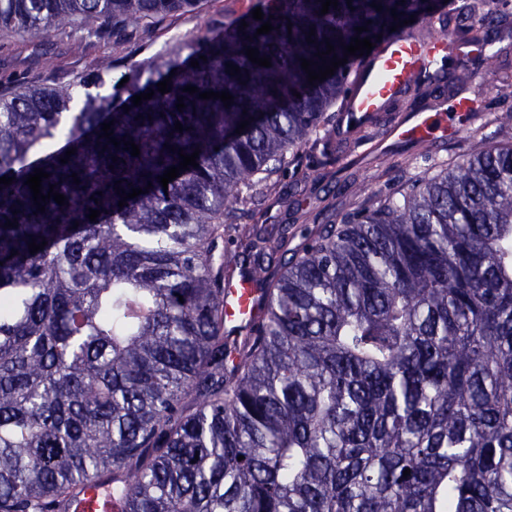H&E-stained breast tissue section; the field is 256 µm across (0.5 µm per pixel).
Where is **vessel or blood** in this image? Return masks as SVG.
<instances>
[{"instance_id": "b4317fda", "label": "vessel or blood", "mask_w": 512, "mask_h": 512, "mask_svg": "<svg viewBox=\"0 0 512 512\" xmlns=\"http://www.w3.org/2000/svg\"><path fill=\"white\" fill-rule=\"evenodd\" d=\"M450 50L443 35L419 40L403 33L379 46L354 75L353 90L344 106L345 124L355 127L375 120L416 80L433 78ZM454 131L450 114L418 113L391 125L387 135L400 142H411ZM255 294L254 285L248 279L228 283L224 292L227 319L250 317Z\"/></svg>"}]
</instances>
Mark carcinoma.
Masks as SVG:
<instances>
[{"label":"carcinoma","mask_w":512,"mask_h":512,"mask_svg":"<svg viewBox=\"0 0 512 512\" xmlns=\"http://www.w3.org/2000/svg\"><path fill=\"white\" fill-rule=\"evenodd\" d=\"M198 2L0 0V26L119 43ZM257 6L263 19L234 18L182 59L126 65L109 96L89 88L120 64L111 56L66 85L0 92V177L13 178L0 187V512H73L92 484L116 512H512V143L474 136L451 167L304 225L294 250L286 224L240 232L237 205L340 126L351 69L369 57L343 46L389 41L436 8ZM511 10L470 0L451 41L486 45ZM327 38L326 60L347 63L310 83L301 59L321 62ZM492 61L487 81L511 101ZM209 90L234 100L199 98ZM111 120L118 146L102 136ZM197 149L198 167L163 188L178 152ZM39 168L41 193L52 184L65 205L37 211L25 182ZM117 181L152 188L120 207ZM33 238L47 245L32 255ZM238 268L259 295L228 327Z\"/></svg>","instance_id":"obj_1"}]
</instances>
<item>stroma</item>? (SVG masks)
Returning <instances> with one entry per match:
<instances>
[{
	"label": "stroma",
	"mask_w": 512,
	"mask_h": 512,
	"mask_svg": "<svg viewBox=\"0 0 512 512\" xmlns=\"http://www.w3.org/2000/svg\"><path fill=\"white\" fill-rule=\"evenodd\" d=\"M257 0H202L189 12H177L146 23L139 37L125 43L99 42L78 35L51 36L45 44L0 30V87L15 89L27 82H67L85 74L98 57L111 55L144 64H157L190 52L196 40L221 31L229 20L252 10ZM440 93L410 89L373 122L367 132L334 134L330 149L334 165L321 168L319 150L306 148L299 169L280 172L263 188V203L242 222L253 224H324L332 215L360 205L366 199L397 189L402 175H425L430 162L417 143L385 139L387 127L414 112H437L467 97L478 105L474 118L456 136L437 144L436 162L455 160L469 147L472 132L493 136L492 117L505 110L486 85L476 78L464 86L442 81Z\"/></svg>",
	"instance_id": "obj_1"
}]
</instances>
